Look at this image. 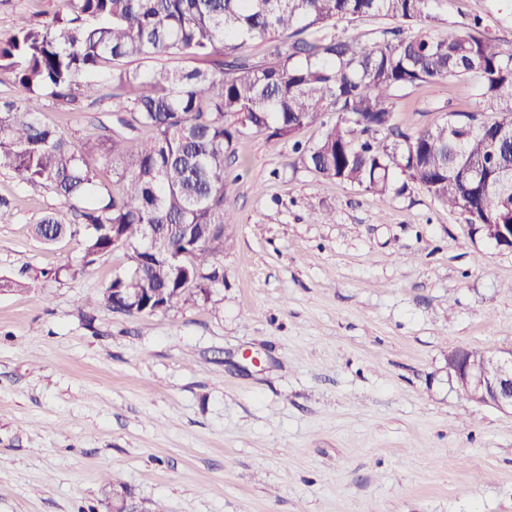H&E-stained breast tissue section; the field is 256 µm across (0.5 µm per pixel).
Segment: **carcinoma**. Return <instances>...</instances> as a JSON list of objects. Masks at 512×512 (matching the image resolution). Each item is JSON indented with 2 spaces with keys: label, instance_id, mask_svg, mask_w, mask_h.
I'll use <instances>...</instances> for the list:
<instances>
[{
  "label": "carcinoma",
  "instance_id": "carcinoma-1",
  "mask_svg": "<svg viewBox=\"0 0 512 512\" xmlns=\"http://www.w3.org/2000/svg\"><path fill=\"white\" fill-rule=\"evenodd\" d=\"M447 0H63V12L37 27L21 17L0 39V69L23 94L0 99V164L32 187H50L78 222L44 215L35 231L52 241L83 234L76 277L123 247L100 303L128 315L142 302L196 304L224 273V161L251 134L292 137L334 121L321 140L294 143L317 176L386 194L392 172L433 198L485 224L512 222V41L503 43L475 18L465 29L433 31ZM381 17L397 26L369 41L352 26ZM257 38L269 57L243 54ZM151 56L207 57L205 69L122 68ZM108 71L118 127L100 124L77 152L40 119L43 100L75 105L99 92L91 80ZM472 83L477 109L456 112L417 133L395 124L389 100L421 84ZM148 86L142 92L140 87ZM146 129L150 136L138 131ZM112 163L119 184H102L96 161ZM164 242L140 264L149 228Z\"/></svg>",
  "mask_w": 512,
  "mask_h": 512
}]
</instances>
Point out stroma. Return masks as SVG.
Here are the masks:
<instances>
[{
    "label": "stroma",
    "instance_id": "1",
    "mask_svg": "<svg viewBox=\"0 0 512 512\" xmlns=\"http://www.w3.org/2000/svg\"><path fill=\"white\" fill-rule=\"evenodd\" d=\"M61 10L0 0V38ZM441 17L512 41V0ZM474 106L464 80L392 100L411 131ZM102 111L49 100L42 118L78 144ZM292 142L251 134L226 162L211 301L139 316L85 309L125 249L48 278L82 239L39 240L61 199L0 165V280L23 284L0 287V512H112L110 475L147 512H512V413L463 397L447 364L512 349V251L401 172L400 194L324 180Z\"/></svg>",
    "mask_w": 512,
    "mask_h": 512
}]
</instances>
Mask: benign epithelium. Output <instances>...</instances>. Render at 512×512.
Returning a JSON list of instances; mask_svg holds the SVG:
<instances>
[{
  "label": "benign epithelium",
  "instance_id": "obj_1",
  "mask_svg": "<svg viewBox=\"0 0 512 512\" xmlns=\"http://www.w3.org/2000/svg\"><path fill=\"white\" fill-rule=\"evenodd\" d=\"M489 236L512 251V224L493 226ZM448 374L474 401L512 412V350L475 357L458 348L448 354Z\"/></svg>",
  "mask_w": 512,
  "mask_h": 512
}]
</instances>
